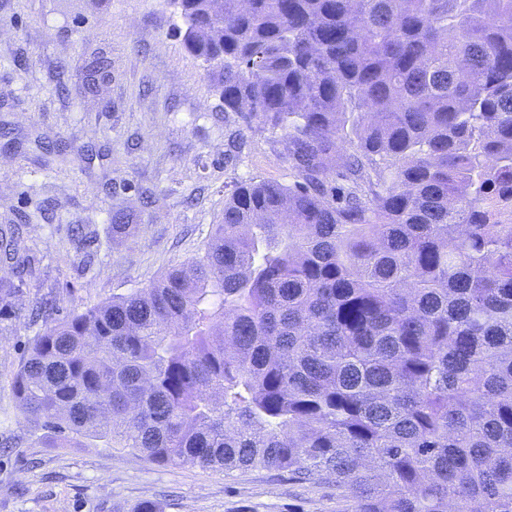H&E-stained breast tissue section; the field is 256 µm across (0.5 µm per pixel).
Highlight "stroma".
<instances>
[{
	"label": "stroma",
	"mask_w": 512,
	"mask_h": 512,
	"mask_svg": "<svg viewBox=\"0 0 512 512\" xmlns=\"http://www.w3.org/2000/svg\"><path fill=\"white\" fill-rule=\"evenodd\" d=\"M171 0H0V229H18L21 318H0V512H344L332 481L159 465L86 439L39 444L10 385L55 317L148 287L203 249L232 185L289 183L280 131L224 109L223 75L183 45ZM110 52L102 96L82 67ZM124 209L130 236L112 234Z\"/></svg>",
	"instance_id": "obj_1"
}]
</instances>
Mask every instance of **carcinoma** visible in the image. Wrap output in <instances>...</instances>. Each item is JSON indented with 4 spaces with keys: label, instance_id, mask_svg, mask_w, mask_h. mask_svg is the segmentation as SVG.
<instances>
[{
    "label": "carcinoma",
    "instance_id": "cac0c4a2",
    "mask_svg": "<svg viewBox=\"0 0 512 512\" xmlns=\"http://www.w3.org/2000/svg\"><path fill=\"white\" fill-rule=\"evenodd\" d=\"M173 2L292 182L235 183L201 253L32 339L41 443L512 512V0Z\"/></svg>",
    "mask_w": 512,
    "mask_h": 512
}]
</instances>
